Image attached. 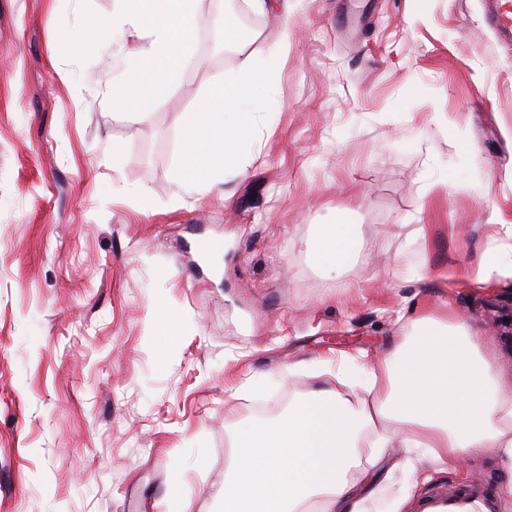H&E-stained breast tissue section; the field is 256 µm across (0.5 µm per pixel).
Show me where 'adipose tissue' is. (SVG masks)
Returning <instances> with one entry per match:
<instances>
[{
  "label": "adipose tissue",
  "mask_w": 512,
  "mask_h": 512,
  "mask_svg": "<svg viewBox=\"0 0 512 512\" xmlns=\"http://www.w3.org/2000/svg\"><path fill=\"white\" fill-rule=\"evenodd\" d=\"M196 0H116L110 31L132 37L137 72L112 88V106L129 124L146 120L160 98L195 65L194 34L205 25ZM266 79L235 83L211 78L207 99L182 120L185 132L177 192L215 184L235 171L251 149L252 129L238 102L258 99ZM354 225H320L309 244L315 262L342 270L354 255ZM415 338L368 375L372 403L352 404L331 387H320L277 418L240 428L228 453L219 497L224 512H360L359 487L369 476L357 448L375 420L379 451L425 448L449 468L463 467L483 449L512 462V399L499 394L493 359L469 328L434 317L413 324Z\"/></svg>",
  "instance_id": "ef3b65f1"
}]
</instances>
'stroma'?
I'll return each mask as SVG.
<instances>
[{"mask_svg": "<svg viewBox=\"0 0 512 512\" xmlns=\"http://www.w3.org/2000/svg\"><path fill=\"white\" fill-rule=\"evenodd\" d=\"M113 6L0 0V512H219L251 404L283 413L343 372L360 403L423 316L465 321L512 398V279L461 276L512 245V47L482 0H197L238 35L195 33V66L136 126L106 99L131 66ZM250 69L271 79L239 105L252 149L175 195L180 117ZM341 221L360 247L333 273L307 243ZM204 237L223 251L200 258ZM359 455L364 512L438 484L505 512L497 449L462 473L366 438Z\"/></svg>", "mask_w": 512, "mask_h": 512, "instance_id": "obj_1", "label": "stroma"}]
</instances>
